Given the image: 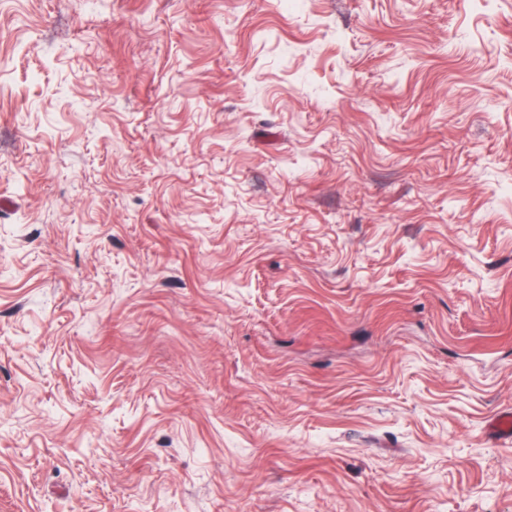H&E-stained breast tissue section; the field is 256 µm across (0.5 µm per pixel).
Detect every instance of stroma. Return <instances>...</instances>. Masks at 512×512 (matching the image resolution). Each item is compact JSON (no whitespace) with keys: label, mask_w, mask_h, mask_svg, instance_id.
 Masks as SVG:
<instances>
[{"label":"stroma","mask_w":512,"mask_h":512,"mask_svg":"<svg viewBox=\"0 0 512 512\" xmlns=\"http://www.w3.org/2000/svg\"><path fill=\"white\" fill-rule=\"evenodd\" d=\"M0 512H512V0H0Z\"/></svg>","instance_id":"35a3bbf8"}]
</instances>
